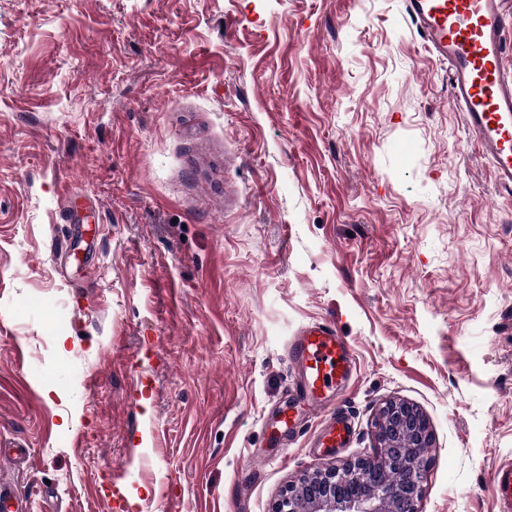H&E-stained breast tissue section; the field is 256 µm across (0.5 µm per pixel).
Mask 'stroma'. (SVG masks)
<instances>
[{
    "mask_svg": "<svg viewBox=\"0 0 512 512\" xmlns=\"http://www.w3.org/2000/svg\"><path fill=\"white\" fill-rule=\"evenodd\" d=\"M311 322L357 365L321 417ZM393 399L433 433L419 512H497L512 192L403 0H0V476L31 512H270ZM288 359L302 372L296 399L312 414L325 411L326 393L336 383L350 380L356 365L345 338L326 322L303 327L288 343Z\"/></svg>",
    "mask_w": 512,
    "mask_h": 512,
    "instance_id": "35a3bbf8",
    "label": "stroma"
}]
</instances>
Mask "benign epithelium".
Listing matches in <instances>:
<instances>
[{
  "mask_svg": "<svg viewBox=\"0 0 512 512\" xmlns=\"http://www.w3.org/2000/svg\"><path fill=\"white\" fill-rule=\"evenodd\" d=\"M374 428L379 452L301 476L285 486L271 512H418L433 444L427 418L392 400L379 409Z\"/></svg>",
  "mask_w": 512,
  "mask_h": 512,
  "instance_id": "obj_1",
  "label": "benign epithelium"
}]
</instances>
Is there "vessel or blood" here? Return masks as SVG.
<instances>
[{"label":"vessel or blood","instance_id":"obj_1","mask_svg":"<svg viewBox=\"0 0 512 512\" xmlns=\"http://www.w3.org/2000/svg\"><path fill=\"white\" fill-rule=\"evenodd\" d=\"M406 11L431 52L448 64L451 99L468 132L493 164L498 184L512 191V69L505 64L503 0H406ZM288 359L302 372L297 400L324 412L326 394L350 380L355 358L334 325L303 327L288 343ZM498 512H512V462L493 472Z\"/></svg>","mask_w":512,"mask_h":512}]
</instances>
